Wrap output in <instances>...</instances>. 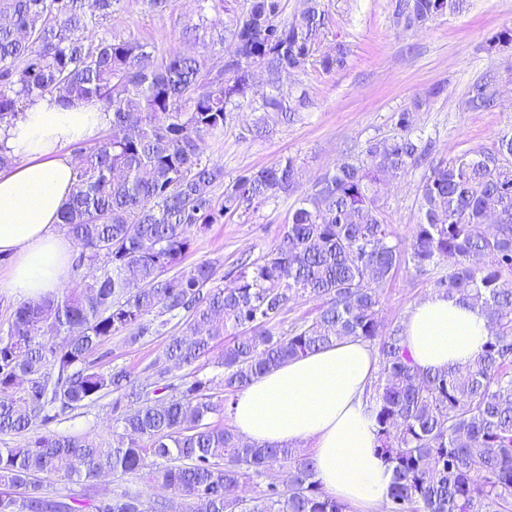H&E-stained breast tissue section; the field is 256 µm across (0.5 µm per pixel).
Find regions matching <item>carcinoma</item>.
<instances>
[{"label": "carcinoma", "instance_id": "cac0c4a2", "mask_svg": "<svg viewBox=\"0 0 512 512\" xmlns=\"http://www.w3.org/2000/svg\"><path fill=\"white\" fill-rule=\"evenodd\" d=\"M122 0H0V127L36 99L98 101L112 113L95 146L74 148L75 186L60 228L94 266L79 290L24 301L0 327V432L31 435L0 448V512H347L315 478L312 457L292 445L250 444L209 419L224 413L207 380L176 371L234 332L217 361L224 394L346 337L377 349L368 412L377 455L392 470L386 512H512V129L488 150L431 160L421 177L420 221L406 243L384 219L382 189L418 167L430 147L416 134L414 100L397 132L346 156L301 199L262 257L240 260L229 286L217 264L180 265L194 226L256 209L296 191L293 157L247 169L229 182L206 156L204 136L248 104L260 136L309 107L307 88L285 96V81L313 64L328 16L301 0H199L187 27L200 49L158 53L103 29ZM466 0H397L407 29L464 9ZM224 11V25L207 18ZM235 53L229 65L216 52ZM347 64L344 48L319 60ZM262 70L256 88L252 71ZM496 82L485 75L468 105L488 110ZM224 185L217 203L211 189ZM432 278L433 292L457 295L485 314L490 336L472 364L434 373L413 364L404 324L386 323L380 288L401 266ZM321 301L310 320L277 336L273 323L303 297ZM171 336L151 380L104 366L114 336L136 342ZM112 400V440L42 430L58 417ZM105 472L132 475L138 488L96 494ZM55 477L80 493L44 484ZM160 488L166 496L147 500Z\"/></svg>", "mask_w": 512, "mask_h": 512}]
</instances>
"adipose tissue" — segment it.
Masks as SVG:
<instances>
[{
    "instance_id": "adipose-tissue-1",
    "label": "adipose tissue",
    "mask_w": 512,
    "mask_h": 512,
    "mask_svg": "<svg viewBox=\"0 0 512 512\" xmlns=\"http://www.w3.org/2000/svg\"><path fill=\"white\" fill-rule=\"evenodd\" d=\"M110 119L101 103L61 105L52 95L0 130L13 163L0 170V256L9 261L8 292L37 301L56 294L74 266L69 239L55 230L75 186L65 146L86 140ZM414 364L435 372L472 363L488 334L487 318L458 297L431 295L405 323ZM377 357L346 338L255 378L228 406L236 431L258 445L313 442L316 478L336 499L377 508L390 492L391 469L374 452L367 392Z\"/></svg>"
}]
</instances>
